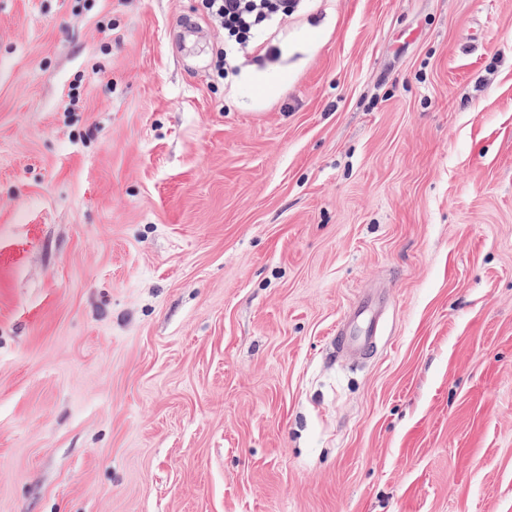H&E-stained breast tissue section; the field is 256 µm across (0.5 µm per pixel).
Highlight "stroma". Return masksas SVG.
<instances>
[{
  "mask_svg": "<svg viewBox=\"0 0 512 512\" xmlns=\"http://www.w3.org/2000/svg\"><path fill=\"white\" fill-rule=\"evenodd\" d=\"M272 43L0 0V512H512V0ZM373 304L370 300L361 299L353 305L345 317L336 326V335L330 339V345L337 355L356 354L372 349L373 336H375L381 314L377 312L372 320ZM357 318L362 325L357 331L348 328L349 323Z\"/></svg>",
  "mask_w": 512,
  "mask_h": 512,
  "instance_id": "obj_1",
  "label": "stroma"
}]
</instances>
